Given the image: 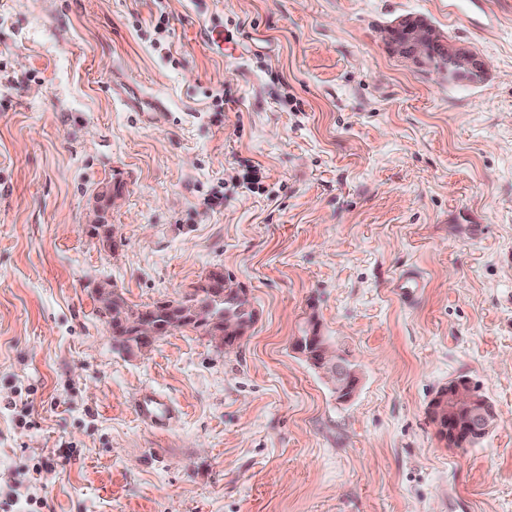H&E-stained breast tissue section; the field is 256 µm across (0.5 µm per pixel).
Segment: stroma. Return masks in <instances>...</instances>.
<instances>
[{
    "label": "stroma",
    "instance_id": "35a3bbf8",
    "mask_svg": "<svg viewBox=\"0 0 512 512\" xmlns=\"http://www.w3.org/2000/svg\"><path fill=\"white\" fill-rule=\"evenodd\" d=\"M486 63L450 81L382 29ZM121 77L163 100H114ZM119 255L87 224L103 187ZM257 318L143 354L95 289L180 299L212 268ZM421 276L407 302L403 272ZM348 356L346 402L294 349ZM497 419L449 447L438 390ZM179 410L157 431L141 390ZM30 401L32 426L3 409ZM512 512V0H0V512ZM384 40L392 53L422 70L448 75V80L476 81L486 70L480 57L421 18L396 19L384 29ZM114 90L115 94L130 110L135 112H162L164 110V105L161 101L143 97L135 90L130 91L125 84L114 86ZM479 394L469 379L458 378L442 387L430 403V419L449 447H470L485 437L496 413Z\"/></svg>",
    "mask_w": 512,
    "mask_h": 512
}]
</instances>
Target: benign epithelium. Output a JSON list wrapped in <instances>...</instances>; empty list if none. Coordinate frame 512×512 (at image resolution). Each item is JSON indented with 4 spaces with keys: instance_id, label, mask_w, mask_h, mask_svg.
<instances>
[{
    "instance_id": "obj_1",
    "label": "benign epithelium",
    "mask_w": 512,
    "mask_h": 512,
    "mask_svg": "<svg viewBox=\"0 0 512 512\" xmlns=\"http://www.w3.org/2000/svg\"><path fill=\"white\" fill-rule=\"evenodd\" d=\"M384 40L392 53L416 67L448 76V79L475 81L484 74V61L475 53L445 37L421 18L402 17L384 29ZM190 318L204 326L205 335L219 349L236 346L251 326L249 322L221 319L206 307L190 309ZM168 327L153 322L141 309L128 312L117 340L139 352L147 351L155 338ZM307 344L298 347L301 356L331 385L341 401L350 400L359 377L348 358L323 335L316 321L304 324ZM429 416L439 434L451 448H465L479 443L495 419V408L479 396L472 382L458 378L442 387L429 406Z\"/></svg>"
}]
</instances>
